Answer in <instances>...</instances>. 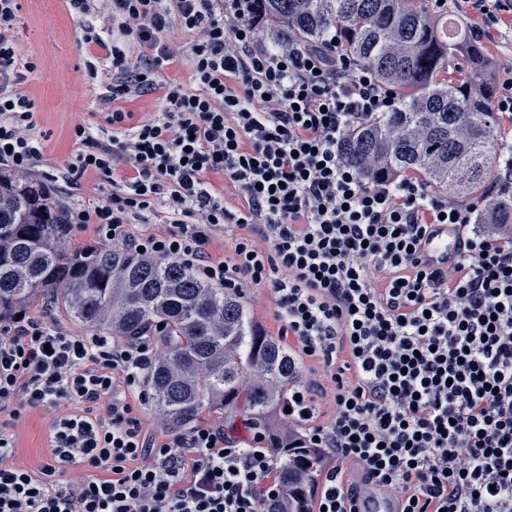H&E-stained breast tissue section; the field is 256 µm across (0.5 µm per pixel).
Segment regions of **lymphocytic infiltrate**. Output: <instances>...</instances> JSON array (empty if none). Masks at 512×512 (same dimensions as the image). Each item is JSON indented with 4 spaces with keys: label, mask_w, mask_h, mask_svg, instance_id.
<instances>
[{
    "label": "lymphocytic infiltrate",
    "mask_w": 512,
    "mask_h": 512,
    "mask_svg": "<svg viewBox=\"0 0 512 512\" xmlns=\"http://www.w3.org/2000/svg\"><path fill=\"white\" fill-rule=\"evenodd\" d=\"M108 2L109 35L85 42L99 49L89 77L101 62L112 70V144L76 125L67 171L109 179L112 198L71 208L69 229L240 297L271 289L280 336L319 366L286 401L301 447L324 450L309 512H360L363 484L396 512H512V225L473 221L512 195V155L466 206L410 177L366 182L343 140L399 98L339 52L337 33L281 45L259 0ZM20 9L0 0V166L27 176L45 146L21 89L35 65L19 63L11 36ZM174 29L193 37L191 80L162 87ZM155 92L159 113L134 121L124 101ZM158 204L168 223L137 228ZM439 222L461 240L448 266L431 267L419 250ZM219 230L230 233L222 257L208 250ZM158 355L147 336L0 320V512H271L286 486L264 434L239 442L209 424L145 434L127 395ZM325 393L333 414L317 424ZM26 408L56 414L36 473L11 460ZM76 467L91 478L64 480Z\"/></svg>",
    "instance_id": "lymphocytic-infiltrate-1"
}]
</instances>
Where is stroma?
Returning <instances> with one entry per match:
<instances>
[{"instance_id": "1", "label": "stroma", "mask_w": 512, "mask_h": 512, "mask_svg": "<svg viewBox=\"0 0 512 512\" xmlns=\"http://www.w3.org/2000/svg\"><path fill=\"white\" fill-rule=\"evenodd\" d=\"M105 12L80 16L66 0H22L14 23V36L21 61L37 65L22 86L35 103L38 132L47 135L43 158L33 175L34 181L52 186L65 207L104 202L112 187L102 183L91 193L90 179L73 184L61 171L72 158V132L82 123L100 130L106 124L102 97L112 81L111 70H101L96 79L86 75L88 49L83 41L86 28H105ZM51 417L45 413L23 412L15 425V458L31 470H38L47 454V433Z\"/></svg>"}]
</instances>
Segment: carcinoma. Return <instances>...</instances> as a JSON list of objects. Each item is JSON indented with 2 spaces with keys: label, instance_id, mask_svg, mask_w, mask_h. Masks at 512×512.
Segmentation results:
<instances>
[{
  "label": "carcinoma",
  "instance_id": "cac0c4a2",
  "mask_svg": "<svg viewBox=\"0 0 512 512\" xmlns=\"http://www.w3.org/2000/svg\"><path fill=\"white\" fill-rule=\"evenodd\" d=\"M261 2L264 26L283 45L335 30L345 55L398 89V111L354 125L343 141L365 181L416 172L464 202L493 179L494 83L483 48L454 15H431L429 0ZM474 220L512 224V197ZM65 224V207L46 187L0 170V318L43 298L92 333L130 338L162 326L163 354L146 381L165 426L207 410L264 432L288 487L274 512H308L322 449L298 447L277 424L299 378L294 356L249 320L236 295L174 261L71 248Z\"/></svg>",
  "mask_w": 512,
  "mask_h": 512
}]
</instances>
